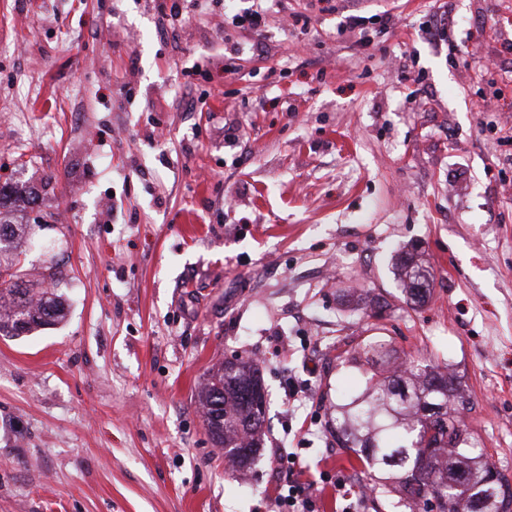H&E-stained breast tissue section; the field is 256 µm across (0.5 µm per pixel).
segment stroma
<instances>
[{
    "label": "stroma",
    "instance_id": "obj_1",
    "mask_svg": "<svg viewBox=\"0 0 512 512\" xmlns=\"http://www.w3.org/2000/svg\"><path fill=\"white\" fill-rule=\"evenodd\" d=\"M179 2L173 34L167 0H0V217L66 303L0 335V512H278L300 471L315 512H394L331 433L374 336L456 371L512 479V0ZM236 356L267 399L245 471L198 400ZM393 270L406 304L417 306L427 301L431 294L433 271L416 248H403L394 258ZM421 283L425 288H418Z\"/></svg>",
    "mask_w": 512,
    "mask_h": 512
}]
</instances>
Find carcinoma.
I'll return each mask as SVG.
<instances>
[{
	"instance_id": "obj_1",
	"label": "carcinoma",
	"mask_w": 512,
	"mask_h": 512,
	"mask_svg": "<svg viewBox=\"0 0 512 512\" xmlns=\"http://www.w3.org/2000/svg\"><path fill=\"white\" fill-rule=\"evenodd\" d=\"M393 270L407 304L427 301L433 271L417 249H402ZM45 279L50 287L38 288L0 266L1 336L63 318L59 274L52 270ZM347 361L376 370L366 373L360 392L333 406L336 443L355 455L373 488L396 493L401 512H512V486L478 451L464 422L471 402L457 374L403 358L381 339L363 343ZM200 404L212 440L232 463L250 465L261 448L267 411L258 364L233 358L217 365Z\"/></svg>"
}]
</instances>
